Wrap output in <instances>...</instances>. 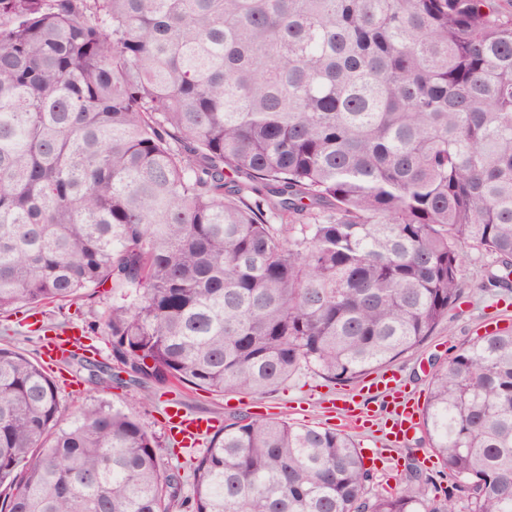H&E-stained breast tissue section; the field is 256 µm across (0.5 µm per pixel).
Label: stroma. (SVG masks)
Returning <instances> with one entry per match:
<instances>
[{
	"instance_id": "obj_1",
	"label": "stroma",
	"mask_w": 512,
	"mask_h": 512,
	"mask_svg": "<svg viewBox=\"0 0 512 512\" xmlns=\"http://www.w3.org/2000/svg\"><path fill=\"white\" fill-rule=\"evenodd\" d=\"M493 262L491 255L471 252L463 267L465 293L449 314L448 319L437 328L434 335L418 351L406 354L394 364L406 385L407 393L419 402L428 398V381L439 361L448 359L460 346L467 344L485 330L497 327L512 328V290L484 291L481 282L486 270ZM110 287H103L91 299L77 303L51 305L40 309L44 327H82L95 325L96 333L87 352L89 358L104 365H112V346L104 316L112 305ZM29 307L18 306L0 313V345H8L24 353L32 360L42 361V342L31 332ZM52 375L60 379L58 399L61 412L56 422L57 429L71 428L79 412L87 407L126 409L136 406L145 426L156 434L160 441L158 461L161 467L174 464V445L164 425V409L168 402L183 405L188 411L225 421L236 414L273 413L288 421L319 427L336 424V400L347 394L343 385H331L312 371L296 373L288 383L278 390L255 395L227 394L219 396L192 386L169 388L156 383L120 386L95 384L78 378V365L54 363L49 367ZM423 468L438 486L448 487V471L436 458L424 433L394 452L377 457L374 464L373 489L393 488L405 484L412 468Z\"/></svg>"
}]
</instances>
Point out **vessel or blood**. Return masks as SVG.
I'll use <instances>...</instances> for the list:
<instances>
[{
	"mask_svg": "<svg viewBox=\"0 0 512 512\" xmlns=\"http://www.w3.org/2000/svg\"><path fill=\"white\" fill-rule=\"evenodd\" d=\"M372 394L388 398L393 406L391 417L379 420L376 412L369 408L365 398ZM419 409L418 400L407 397L398 372L388 370L363 382L358 393L339 398L336 414L357 430L379 429L390 446L399 447L417 432ZM166 421L175 432L177 445L183 448L199 446L204 436L216 427L213 419L190 415L177 404L168 407Z\"/></svg>",
	"mask_w": 512,
	"mask_h": 512,
	"instance_id": "b4317fda",
	"label": "vessel or blood"
}]
</instances>
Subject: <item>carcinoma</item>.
<instances>
[{
	"label": "carcinoma",
	"mask_w": 512,
	"mask_h": 512,
	"mask_svg": "<svg viewBox=\"0 0 512 512\" xmlns=\"http://www.w3.org/2000/svg\"><path fill=\"white\" fill-rule=\"evenodd\" d=\"M471 250L512 288L498 0H0V311L111 284L129 380L351 385L433 336ZM428 391L442 492H374L344 432L243 414L182 497L133 409L57 431L55 381L1 345L0 512H512V333Z\"/></svg>",
	"instance_id": "cac0c4a2"
}]
</instances>
